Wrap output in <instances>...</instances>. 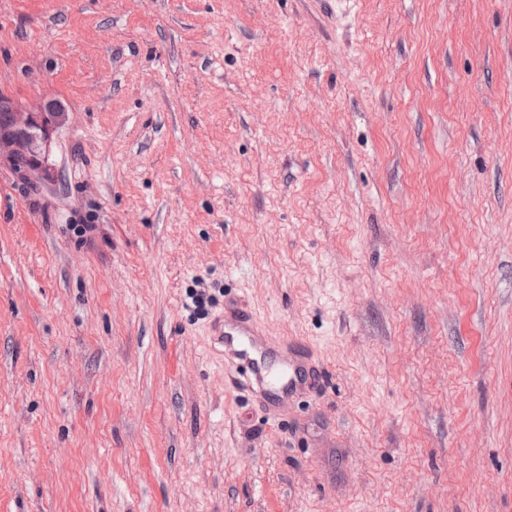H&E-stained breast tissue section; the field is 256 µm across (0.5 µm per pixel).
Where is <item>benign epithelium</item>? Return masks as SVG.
Here are the masks:
<instances>
[{
  "mask_svg": "<svg viewBox=\"0 0 512 512\" xmlns=\"http://www.w3.org/2000/svg\"><path fill=\"white\" fill-rule=\"evenodd\" d=\"M0 111L7 113L6 121L0 123V162L12 165L23 157L28 165L20 174L27 182L52 179L54 169L48 163L52 136L66 121L67 113L49 103L28 109L5 97H0Z\"/></svg>",
  "mask_w": 512,
  "mask_h": 512,
  "instance_id": "1",
  "label": "benign epithelium"
}]
</instances>
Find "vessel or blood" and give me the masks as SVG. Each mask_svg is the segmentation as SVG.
<instances>
[{
	"instance_id": "vessel-or-blood-1",
	"label": "vessel or blood",
	"mask_w": 512,
	"mask_h": 512,
	"mask_svg": "<svg viewBox=\"0 0 512 512\" xmlns=\"http://www.w3.org/2000/svg\"><path fill=\"white\" fill-rule=\"evenodd\" d=\"M222 345L225 372L233 388L255 394L277 414L289 396L315 381L306 357L293 354L292 345L267 336L256 313L248 307L226 309L212 324Z\"/></svg>"
}]
</instances>
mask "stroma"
I'll use <instances>...</instances> for the list:
<instances>
[{
	"mask_svg": "<svg viewBox=\"0 0 512 512\" xmlns=\"http://www.w3.org/2000/svg\"><path fill=\"white\" fill-rule=\"evenodd\" d=\"M0 96L68 114L0 164V512H512V0H0ZM236 304L325 375L277 421Z\"/></svg>",
	"mask_w": 512,
	"mask_h": 512,
	"instance_id": "stroma-1",
	"label": "stroma"
}]
</instances>
